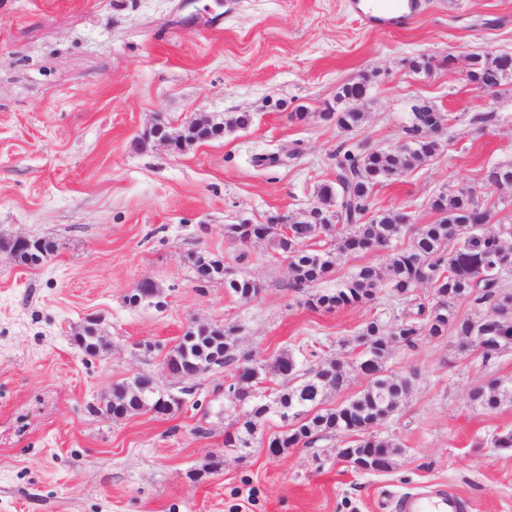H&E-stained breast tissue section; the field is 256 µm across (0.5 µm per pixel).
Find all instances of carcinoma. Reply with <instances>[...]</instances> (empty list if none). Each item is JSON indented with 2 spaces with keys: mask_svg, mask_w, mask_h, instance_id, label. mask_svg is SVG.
<instances>
[{
  "mask_svg": "<svg viewBox=\"0 0 512 512\" xmlns=\"http://www.w3.org/2000/svg\"><path fill=\"white\" fill-rule=\"evenodd\" d=\"M476 76L475 89L498 95L496 87L512 84V54L482 52L468 57ZM371 81L362 78L345 84L336 95L340 107L327 108L336 126L352 133L364 113L349 106L364 99ZM427 113L413 112L405 127L407 142L398 150L366 149L356 145L336 156L335 180L318 187L322 205L288 217L286 224H227L224 235L233 243L266 241L288 261L293 283L312 286L325 280L337 261L344 257L372 251L388 256L385 270L365 265L349 280L332 291L310 296L308 306L314 310L369 305L377 294L387 289L402 309L392 323L374 316L341 346L357 352L353 367L367 379L363 390L345 402L325 406L328 391L339 390L346 383L344 361L333 359L301 372L296 356L281 352L274 357L272 368L285 384L272 391L271 401L253 389L262 382L266 366L250 354L235 358L234 327H224L223 335L214 330L198 329L196 335H184L169 351L166 361L182 373L187 381L196 379L209 365L223 366L239 361L237 371L225 381L224 391L235 393L234 399L247 406L236 427L225 433L227 448H251L271 409L291 429L268 440L267 448L279 453L301 443L311 444L327 434L350 437L355 448H370L377 453L394 454L399 443L370 431V426L389 420L409 393L411 380L385 373V363L394 350L414 348L421 341L448 335L453 328L461 343L478 352L485 361L512 344V225L489 233L485 225L493 217L492 206L459 189L443 191L432 197L427 208L437 215L430 224H411L410 215L390 210L379 211L365 220L372 208L375 187L392 182L405 173L433 160L442 148L439 130L427 136L420 126L427 124ZM512 179V162L487 167L484 181L498 187ZM334 213L338 222L318 223L317 212ZM198 279L224 280L233 296L249 301L261 285L248 278L227 276L224 261L211 259L197 265ZM427 282L432 297L425 301L415 294L418 284ZM469 301L473 316L460 317L455 306ZM512 401V385L491 379L470 394L471 404L492 410L503 401ZM113 416L124 412L151 410L160 413V404H178L176 396L160 391L146 378L117 383L112 388Z\"/></svg>",
  "mask_w": 512,
  "mask_h": 512,
  "instance_id": "1",
  "label": "carcinoma"
}]
</instances>
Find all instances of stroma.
Listing matches in <instances>:
<instances>
[{
	"mask_svg": "<svg viewBox=\"0 0 512 512\" xmlns=\"http://www.w3.org/2000/svg\"><path fill=\"white\" fill-rule=\"evenodd\" d=\"M475 51L512 52V0H422L397 32L364 29L343 0H0V237L54 247L37 266L0 253V512H396L401 497L435 487L467 512H512V448L491 444L512 430V403L469 400L487 380L512 382V348L485 362L451 333L395 350L386 370L412 388L377 428L402 447L382 472L337 460L336 435L270 454L266 438L284 430L275 413L254 447L225 452L244 413L224 393L231 365L202 373L173 415L103 409L114 384L139 375L181 394L165 357L199 324L234 325L241 354L321 363L372 316L392 321L400 307L384 292L366 306L307 305L359 266H386L385 253L345 258L310 289L271 245L240 247L224 227L319 205L337 154L400 148L416 101L457 115L452 143L378 187L375 208L429 224V197L464 189L492 203L493 224L512 225V187L483 180L486 166L512 162V93L466 81ZM424 55L436 69L411 71ZM365 74V119L343 133L321 114ZM490 111L495 120L478 123ZM241 112L247 128L182 151L149 135ZM200 254L260 295L245 302L223 280L199 282ZM145 280L158 296L130 304ZM90 315L103 339L94 357L71 344Z\"/></svg>",
	"mask_w": 512,
	"mask_h": 512,
	"instance_id": "35a3bbf8",
	"label": "stroma"
}]
</instances>
